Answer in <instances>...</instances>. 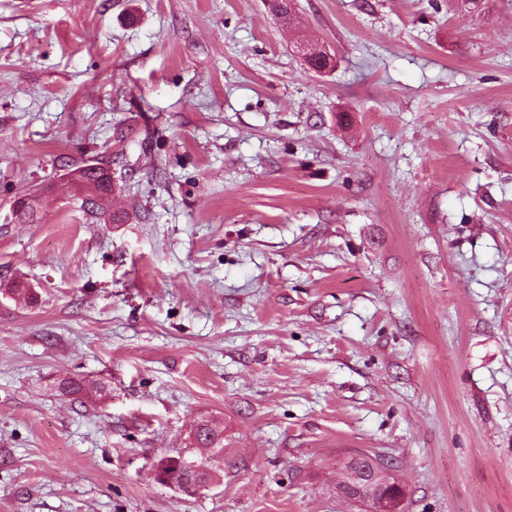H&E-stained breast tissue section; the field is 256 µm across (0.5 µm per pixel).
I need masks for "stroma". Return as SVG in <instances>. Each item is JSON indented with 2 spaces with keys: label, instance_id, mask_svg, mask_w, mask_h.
Returning a JSON list of instances; mask_svg holds the SVG:
<instances>
[{
  "label": "stroma",
  "instance_id": "stroma-1",
  "mask_svg": "<svg viewBox=\"0 0 512 512\" xmlns=\"http://www.w3.org/2000/svg\"><path fill=\"white\" fill-rule=\"evenodd\" d=\"M292 14L0 0V512H369L360 452L406 512H512V0ZM202 423L188 494L154 464ZM366 471L365 475L352 470L345 471V478L340 486L342 493L355 502L369 503L371 512L403 511L404 491L394 474L396 470L393 464L383 457H374ZM360 482L365 484V488L360 486ZM383 488L386 489L385 495L372 505V500Z\"/></svg>",
  "mask_w": 512,
  "mask_h": 512
}]
</instances>
